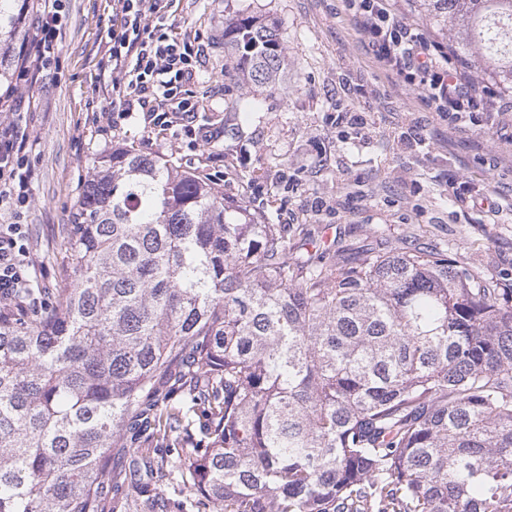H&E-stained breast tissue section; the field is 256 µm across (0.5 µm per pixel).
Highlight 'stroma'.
<instances>
[{
    "label": "stroma",
    "instance_id": "obj_1",
    "mask_svg": "<svg viewBox=\"0 0 512 512\" xmlns=\"http://www.w3.org/2000/svg\"><path fill=\"white\" fill-rule=\"evenodd\" d=\"M57 60L40 84L5 104L30 135L33 204L0 223L27 229V259L45 295L70 282L76 261L63 228L94 157L123 144L202 170L227 200L245 202L288 244L316 242L357 258L412 244L451 249L467 267L512 283V207L473 204L490 191L512 200V102L500 134L430 111L402 79L379 69L344 0H181L175 30L200 38L192 88L206 104L209 144L193 146L132 112L112 123V0H64ZM273 22L288 43L287 93L239 88L224 72V17ZM249 99V112L237 101ZM424 142L409 140L413 131ZM458 183L449 192V180Z\"/></svg>",
    "mask_w": 512,
    "mask_h": 512
}]
</instances>
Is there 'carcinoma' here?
I'll list each match as a JSON object with an SVG mask.
<instances>
[{"label": "carcinoma", "mask_w": 512, "mask_h": 512, "mask_svg": "<svg viewBox=\"0 0 512 512\" xmlns=\"http://www.w3.org/2000/svg\"><path fill=\"white\" fill-rule=\"evenodd\" d=\"M28 2L0 0L3 86ZM418 2L512 97L486 29L512 0ZM224 54L280 89L274 24L224 18ZM64 243L75 278L0 317V512H104L109 483L159 484L165 451L224 512H512V287L444 250L293 251L288 225L127 146L94 160Z\"/></svg>", "instance_id": "1"}]
</instances>
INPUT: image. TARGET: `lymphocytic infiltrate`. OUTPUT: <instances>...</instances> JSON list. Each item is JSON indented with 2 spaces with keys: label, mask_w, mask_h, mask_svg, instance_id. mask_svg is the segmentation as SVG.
Here are the masks:
<instances>
[{
  "label": "lymphocytic infiltrate",
  "mask_w": 512,
  "mask_h": 512,
  "mask_svg": "<svg viewBox=\"0 0 512 512\" xmlns=\"http://www.w3.org/2000/svg\"><path fill=\"white\" fill-rule=\"evenodd\" d=\"M177 0H113L120 19L112 33V118L119 121L135 105H150L156 125L179 114L181 126L193 142L211 136L198 119L204 106L190 87L199 54L191 42L174 36L166 13ZM357 30L368 39L377 65L414 86L425 106L435 112L462 117L486 115V128L497 132L500 121L484 97L465 88L447 54L418 28L402 21L390 0H347ZM64 17L63 0H41L37 35L27 66L16 76L13 93H21L51 69L59 50ZM29 135L18 121L0 122V210L21 214L32 205L31 169L26 145ZM24 225L0 224V303L11 304L34 275L26 260Z\"/></svg>",
  "instance_id": "lymphocytic-infiltrate-1"
}]
</instances>
